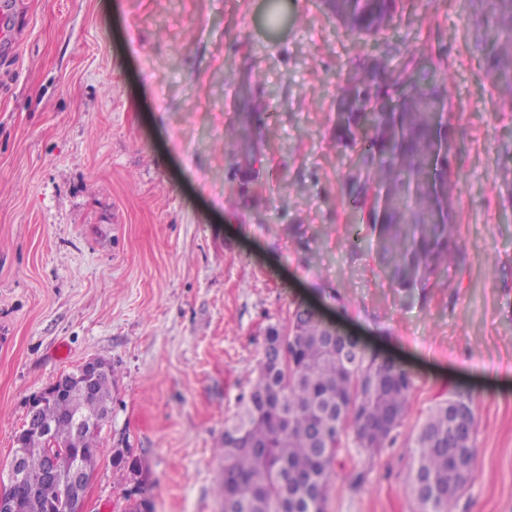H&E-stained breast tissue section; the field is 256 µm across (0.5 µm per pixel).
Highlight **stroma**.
<instances>
[{"label": "stroma", "instance_id": "35a3bbf8", "mask_svg": "<svg viewBox=\"0 0 512 512\" xmlns=\"http://www.w3.org/2000/svg\"><path fill=\"white\" fill-rule=\"evenodd\" d=\"M12 0L0 44V489L32 397L112 368L87 512H222L216 448L270 327L314 307L413 376L397 443L343 448L325 512H414L410 438L460 388L478 460L457 512H512V101L460 0L359 40L321 0ZM448 58L457 249L426 288L380 270L346 194L336 97L371 57ZM250 121L255 146L231 137Z\"/></svg>", "mask_w": 512, "mask_h": 512}]
</instances>
